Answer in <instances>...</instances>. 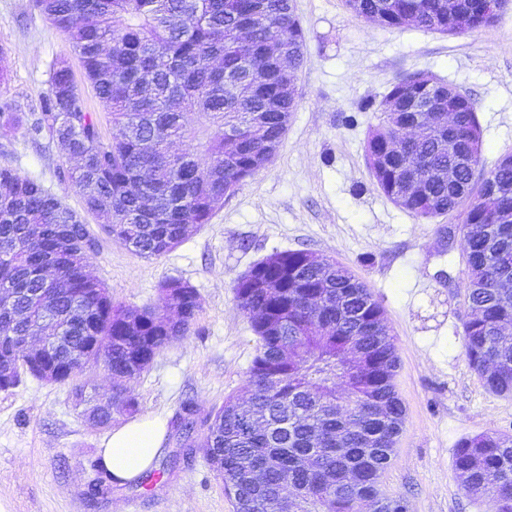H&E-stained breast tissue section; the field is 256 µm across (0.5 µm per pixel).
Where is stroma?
<instances>
[{"instance_id":"35a3bbf8","label":"stroma","mask_w":512,"mask_h":512,"mask_svg":"<svg viewBox=\"0 0 512 512\" xmlns=\"http://www.w3.org/2000/svg\"><path fill=\"white\" fill-rule=\"evenodd\" d=\"M295 8L306 37L298 107L274 159L162 257L136 255L85 213L78 189L60 178L69 162L56 141L22 128L0 136V165L82 214L98 240L87 269L114 304L154 305L171 279L195 288L200 302L189 336L130 383L139 416L169 423L162 454L134 481L90 496L111 428L84 421L71 384L26 376L0 391V512H235L202 449L183 445L203 427L188 430L176 418L188 400L204 416L227 397H244L257 338L233 284L272 252L295 249L346 265L390 328L405 417L384 491L403 498L408 512H487L463 490L453 453L464 437L512 435V397L489 393L464 354L466 263L442 233L459 218L418 219L388 200L372 183L364 146L392 83L425 72L479 103L484 167L512 155V8L491 26L456 35L390 30L355 16L343 0H295ZM60 59L69 60L103 138H111L68 38L35 0H0V107L37 116Z\"/></svg>"}]
</instances>
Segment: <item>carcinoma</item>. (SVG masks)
Segmentation results:
<instances>
[{"instance_id": "cac0c4a2", "label": "carcinoma", "mask_w": 512, "mask_h": 512, "mask_svg": "<svg viewBox=\"0 0 512 512\" xmlns=\"http://www.w3.org/2000/svg\"><path fill=\"white\" fill-rule=\"evenodd\" d=\"M65 32L96 97L118 128L104 141L69 67L54 63L40 112L27 127L67 144L75 160L63 173L82 193L85 211L116 243L145 258L181 244L191 226L207 224L238 187L274 158L296 94L291 87L304 59L305 35L293 0H36ZM489 13L484 0H458L468 29L494 24L509 0ZM354 15L390 30L460 33L448 0H345ZM249 31L241 43L237 33ZM285 49L288 66L276 51ZM250 66L267 72L255 84ZM433 75L399 77L377 107L378 124L365 143L375 186L419 219L461 211L460 248L467 264L465 299L479 311L463 324L464 351L485 389L512 396V156L479 172L483 141L479 104L460 92L431 96ZM453 108L456 123L429 126L416 139L419 103ZM434 170L456 169L448 182L424 177L409 158ZM95 245L86 224L40 183L0 167V289L16 295L0 311V332L29 336L56 331L66 355L97 336L92 363L112 370V395L92 406L84 385L73 388L80 414L93 426L112 410L134 411L127 386L174 339L187 336L199 310L194 288L161 286L156 308H125L92 277L85 263ZM61 253L53 291L42 292L49 257ZM238 309L251 319L258 347L249 367L248 400L229 397L206 417L200 447L224 476L225 494L245 512H275L285 491L297 512H407L380 485L392 464L405 408L394 377L398 357L380 305L345 266L304 249L274 252L234 283ZM19 375L43 379L26 356L12 360ZM341 396L342 413L326 401ZM453 468L467 493L490 512H512V435L461 439Z\"/></svg>"}]
</instances>
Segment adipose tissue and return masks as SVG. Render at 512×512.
Returning <instances> with one entry per match:
<instances>
[{
  "instance_id": "1",
  "label": "adipose tissue",
  "mask_w": 512,
  "mask_h": 512,
  "mask_svg": "<svg viewBox=\"0 0 512 512\" xmlns=\"http://www.w3.org/2000/svg\"><path fill=\"white\" fill-rule=\"evenodd\" d=\"M165 422L157 417L130 421L115 430L100 449L102 464L118 479L131 481L152 467L162 453Z\"/></svg>"
}]
</instances>
